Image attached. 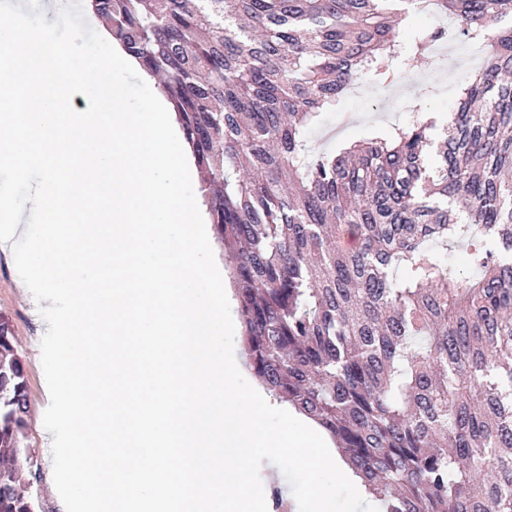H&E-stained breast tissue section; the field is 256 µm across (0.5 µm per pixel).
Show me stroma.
<instances>
[{
  "label": "stroma",
  "instance_id": "obj_1",
  "mask_svg": "<svg viewBox=\"0 0 512 512\" xmlns=\"http://www.w3.org/2000/svg\"><path fill=\"white\" fill-rule=\"evenodd\" d=\"M398 79L408 87L404 107L390 111L380 98L381 86L367 82L362 97L340 102L335 110L323 113L310 130L308 146L311 151H342L354 142L379 136L392 126L407 122L414 106L447 119L467 77L464 68L447 69L436 64L430 70L417 71L406 62L398 64ZM0 313L7 315L18 337V353L23 362L30 403V421L26 443L31 451L34 469L40 475L33 490L38 494L39 512H61L59 495L50 493L44 477L46 467L42 457V415L45 403L44 372L30 356V345L40 332V325L22 296L12 255L0 252Z\"/></svg>",
  "mask_w": 512,
  "mask_h": 512
}]
</instances>
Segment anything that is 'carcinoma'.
I'll use <instances>...</instances> for the list:
<instances>
[{"mask_svg":"<svg viewBox=\"0 0 512 512\" xmlns=\"http://www.w3.org/2000/svg\"><path fill=\"white\" fill-rule=\"evenodd\" d=\"M159 78L229 262L241 342L384 512H512V0H91ZM435 11L488 49L435 142L416 114L305 139L360 72L434 66ZM454 246L468 269L450 264ZM24 366L0 315V512H30Z\"/></svg>","mask_w":512,"mask_h":512,"instance_id":"1","label":"carcinoma"}]
</instances>
